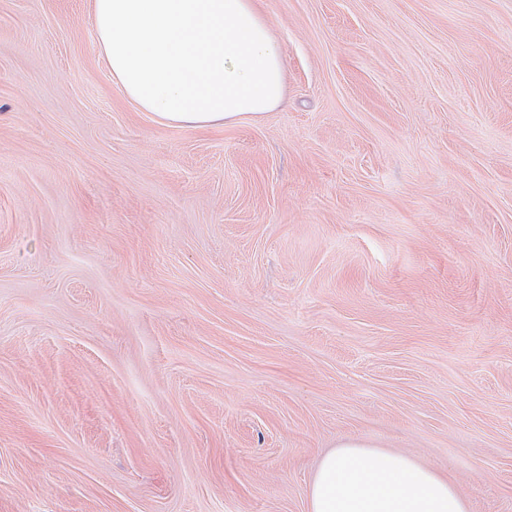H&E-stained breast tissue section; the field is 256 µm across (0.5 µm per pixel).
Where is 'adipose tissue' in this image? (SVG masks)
<instances>
[{
	"label": "adipose tissue",
	"mask_w": 512,
	"mask_h": 512,
	"mask_svg": "<svg viewBox=\"0 0 512 512\" xmlns=\"http://www.w3.org/2000/svg\"><path fill=\"white\" fill-rule=\"evenodd\" d=\"M112 79L167 126L258 119L283 96L281 49L253 0H92ZM307 512H468L447 476L359 439L319 462Z\"/></svg>",
	"instance_id": "adipose-tissue-1"
}]
</instances>
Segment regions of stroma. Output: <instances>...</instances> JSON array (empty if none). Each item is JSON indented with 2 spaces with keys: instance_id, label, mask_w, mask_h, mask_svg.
Here are the masks:
<instances>
[{
  "instance_id": "obj_1",
  "label": "stroma",
  "mask_w": 512,
  "mask_h": 512,
  "mask_svg": "<svg viewBox=\"0 0 512 512\" xmlns=\"http://www.w3.org/2000/svg\"><path fill=\"white\" fill-rule=\"evenodd\" d=\"M262 118L125 99L0 0V512H307L358 438L512 512V0H255Z\"/></svg>"
}]
</instances>
